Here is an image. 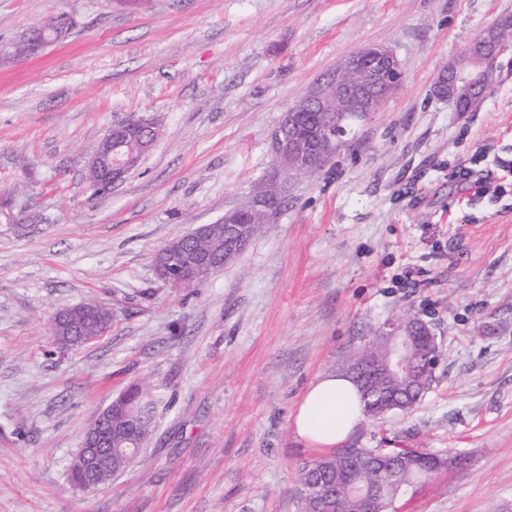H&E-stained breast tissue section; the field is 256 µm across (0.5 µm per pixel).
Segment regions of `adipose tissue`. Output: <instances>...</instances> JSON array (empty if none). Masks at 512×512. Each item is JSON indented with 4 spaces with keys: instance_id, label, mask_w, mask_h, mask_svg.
Wrapping results in <instances>:
<instances>
[{
    "instance_id": "ef3b65f1",
    "label": "adipose tissue",
    "mask_w": 512,
    "mask_h": 512,
    "mask_svg": "<svg viewBox=\"0 0 512 512\" xmlns=\"http://www.w3.org/2000/svg\"><path fill=\"white\" fill-rule=\"evenodd\" d=\"M363 419L361 394L346 376L327 373L310 384L293 419L305 442L331 448L343 442Z\"/></svg>"
}]
</instances>
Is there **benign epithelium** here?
<instances>
[{"label": "benign epithelium", "instance_id": "1", "mask_svg": "<svg viewBox=\"0 0 512 512\" xmlns=\"http://www.w3.org/2000/svg\"><path fill=\"white\" fill-rule=\"evenodd\" d=\"M504 25L491 27L481 37L472 42L469 49L452 65L443 69L435 81L434 95L452 103L456 111L466 110L470 100L485 93L488 74L500 52ZM48 28L32 30L23 44L22 52L36 54L44 47V38ZM352 74L350 82H324L308 95L299 99L281 119L270 149L277 167L285 174H300L310 166L324 167L327 158L312 148L302 154L294 149L299 141L311 145L327 140L336 143V138L345 132L342 124L333 128L299 127L294 123V113L315 112L325 106L330 98L336 99V111L341 120H368L381 111L394 91L400 86L404 73L393 51L383 46L367 47L347 60ZM137 136L143 145L137 154H129L121 149V142L130 135ZM159 129L155 122L147 117L129 119L112 125V135L108 136L107 149L96 150L88 168L99 171L101 178L109 186H114L126 178L141 162L142 158L155 146ZM279 193L270 197L257 191L241 208L224 215V264L231 263L251 242L247 227L241 225L244 215L259 213L269 221L281 209L288 196V179H275ZM208 225L200 224L184 235L180 243L169 244L156 256L157 276L172 288H187L203 275L212 274L207 267L204 254H199L193 262L194 270L177 262L172 255L182 250V245L196 237L204 236ZM430 331L426 322L420 318L410 321L390 319L380 324L364 348L348 361L346 374L351 376L367 397L380 396L379 385L408 377L416 365L431 372L435 368L438 355L437 345L423 346L418 330ZM125 403L128 418L125 425L109 432H102L100 418H95L88 427L93 433L97 446H82L75 457L70 476L73 483L84 490H94L99 486L98 476L106 462L112 461L113 445L116 441L134 442L138 408L135 404L141 400V394L133 390L120 397ZM362 512H393L397 498L381 488L379 490H359Z\"/></svg>", "mask_w": 512, "mask_h": 512}]
</instances>
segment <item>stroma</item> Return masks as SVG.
Here are the masks:
<instances>
[{
  "label": "stroma",
  "instance_id": "35a3bbf8",
  "mask_svg": "<svg viewBox=\"0 0 512 512\" xmlns=\"http://www.w3.org/2000/svg\"><path fill=\"white\" fill-rule=\"evenodd\" d=\"M56 14L64 38L12 54ZM506 20L512 0H0V512H302L300 468L324 451L295 435L298 404L400 316L436 337L432 381L345 447L452 459L398 512H512V40L469 111L433 93ZM372 45L404 79L355 143L289 179L233 263L161 281L156 253L270 180L283 115ZM141 116L156 145L94 195L90 156ZM91 299L111 326L60 348L54 315ZM137 386L150 439L73 487L85 430Z\"/></svg>",
  "mask_w": 512,
  "mask_h": 512
}]
</instances>
